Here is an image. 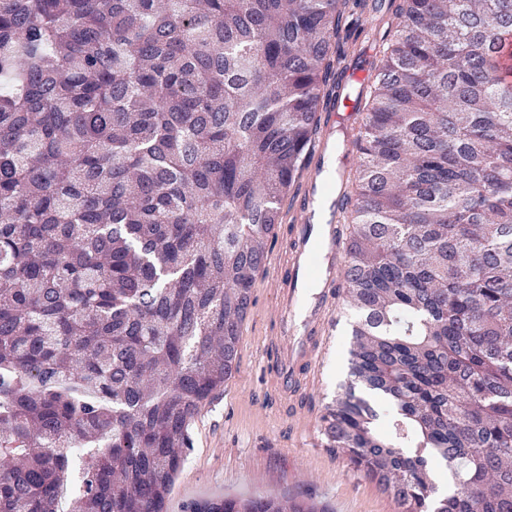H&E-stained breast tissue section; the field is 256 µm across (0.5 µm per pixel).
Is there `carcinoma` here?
Returning <instances> with one entry per match:
<instances>
[{"mask_svg":"<svg viewBox=\"0 0 512 512\" xmlns=\"http://www.w3.org/2000/svg\"><path fill=\"white\" fill-rule=\"evenodd\" d=\"M377 13L320 432L395 512H512V0H0V512H165Z\"/></svg>","mask_w":512,"mask_h":512,"instance_id":"obj_1","label":"carcinoma"}]
</instances>
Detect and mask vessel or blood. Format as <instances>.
Segmentation results:
<instances>
[{
	"label": "vessel or blood",
	"mask_w": 512,
	"mask_h": 512,
	"mask_svg": "<svg viewBox=\"0 0 512 512\" xmlns=\"http://www.w3.org/2000/svg\"><path fill=\"white\" fill-rule=\"evenodd\" d=\"M345 117L350 133H358L357 104L343 97L325 114L311 141L298 179L299 202L286 257L280 259L270 281L277 304L265 335V348L275 357L270 386L286 400L288 413L301 430L312 431L317 421L306 414V402L318 384L316 369L330 342V325L340 306L347 262L348 237L342 222L343 184L337 173H349L355 153L334 166L338 117Z\"/></svg>",
	"instance_id": "1"
}]
</instances>
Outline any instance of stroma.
Returning <instances> with one entry per match:
<instances>
[{"mask_svg": "<svg viewBox=\"0 0 512 512\" xmlns=\"http://www.w3.org/2000/svg\"><path fill=\"white\" fill-rule=\"evenodd\" d=\"M253 297L242 327L239 370L192 422L193 448L170 488L166 512H185L191 502L224 495L247 499L270 493L312 498L326 512H394L390 498L374 482L325 448L320 432L299 431L282 415L281 401L262 377L273 305L265 275H258ZM355 319L351 309L341 307L318 371L313 417L321 416L324 404L347 379Z\"/></svg>", "mask_w": 512, "mask_h": 512, "instance_id": "obj_1", "label": "stroma"}]
</instances>
